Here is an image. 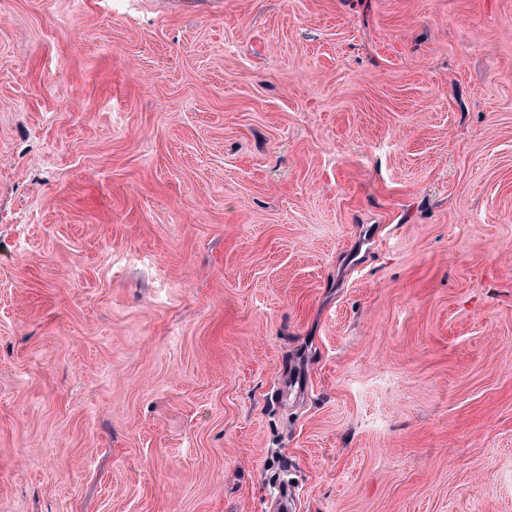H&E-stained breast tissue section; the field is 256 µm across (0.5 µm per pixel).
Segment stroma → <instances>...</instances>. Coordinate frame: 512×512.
Listing matches in <instances>:
<instances>
[{
	"label": "stroma",
	"instance_id": "1",
	"mask_svg": "<svg viewBox=\"0 0 512 512\" xmlns=\"http://www.w3.org/2000/svg\"><path fill=\"white\" fill-rule=\"evenodd\" d=\"M512 512V0H0V512Z\"/></svg>",
	"mask_w": 512,
	"mask_h": 512
}]
</instances>
